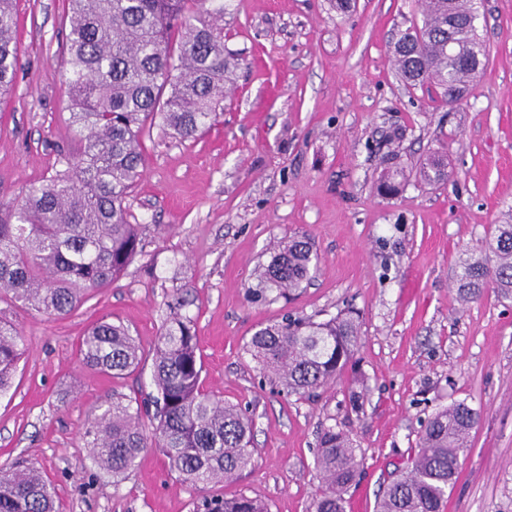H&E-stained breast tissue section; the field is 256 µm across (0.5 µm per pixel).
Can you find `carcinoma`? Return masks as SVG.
I'll use <instances>...</instances> for the list:
<instances>
[{
	"label": "carcinoma",
	"mask_w": 512,
	"mask_h": 512,
	"mask_svg": "<svg viewBox=\"0 0 512 512\" xmlns=\"http://www.w3.org/2000/svg\"><path fill=\"white\" fill-rule=\"evenodd\" d=\"M206 0H69L63 43L62 88L79 151L63 169L14 199L0 201V294L53 317L71 314L88 292L112 284L141 252L138 225L128 222L127 199L144 165L142 134L161 123L168 138L185 142L224 111V88L237 59L224 47V5ZM477 0H426L424 19L394 43L395 65L413 84L432 82L448 102L463 98L469 59L484 52L469 25ZM455 26L448 28V16ZM16 0H0V89L15 87L19 66ZM180 33L178 47L172 36ZM466 52L449 56L448 34ZM428 181L449 176L437 160L420 170ZM319 257L311 240L294 238L258 275L253 299L290 295L307 282ZM512 297V224H499L485 256L460 262L457 288L479 297L488 283ZM153 350L155 436L170 468L190 485L235 481L253 463L252 421L206 392L194 321L168 304ZM360 340L357 318L346 310L327 321L284 317L257 330L247 352L287 393L319 395L351 361ZM23 336L0 318V393L7 391L22 354ZM85 366L120 378L141 363L135 339L121 324L102 320L83 337ZM479 412L464 402L438 410L421 430L412 466L391 482L376 512H443L460 456ZM142 407L116 398L84 428L90 458L120 478L146 447ZM359 448L333 426L318 441L322 490L312 512H345L348 488L360 465ZM204 512H270L238 495L203 501ZM0 512H54L53 491L35 467L0 470Z\"/></svg>",
	"instance_id": "cac0c4a2"
}]
</instances>
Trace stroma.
I'll list each match as a JSON object with an SVG mask.
<instances>
[{
    "label": "stroma",
    "mask_w": 512,
    "mask_h": 512,
    "mask_svg": "<svg viewBox=\"0 0 512 512\" xmlns=\"http://www.w3.org/2000/svg\"><path fill=\"white\" fill-rule=\"evenodd\" d=\"M478 3L486 56L465 97L445 104L394 64V42L421 23L424 0H226L224 45L239 66L223 115L185 142L157 126L143 136L128 198L142 254L63 319L0 299L25 343L0 395V467L40 469L56 512H196L203 498L238 494L271 512H311L317 437L334 426L362 457L346 512H375L423 423L463 401L480 417L445 512H512V298L489 287L466 301L455 288L461 259L512 224V0ZM18 13L15 90L0 102L5 201L76 148L57 75L67 0H19ZM434 159L448 179L420 178ZM388 178L397 191L379 192ZM301 235L318 271L293 299L251 301L257 270ZM177 297L195 322L205 390L253 420L254 464L233 484L191 486L153 442L116 482L82 437L113 397L154 395L152 352ZM347 307L360 314L355 367L317 400L287 394L246 351L284 314L320 321ZM103 318L143 351L119 379L85 367L78 351Z\"/></svg>",
    "instance_id": "35a3bbf8"
}]
</instances>
